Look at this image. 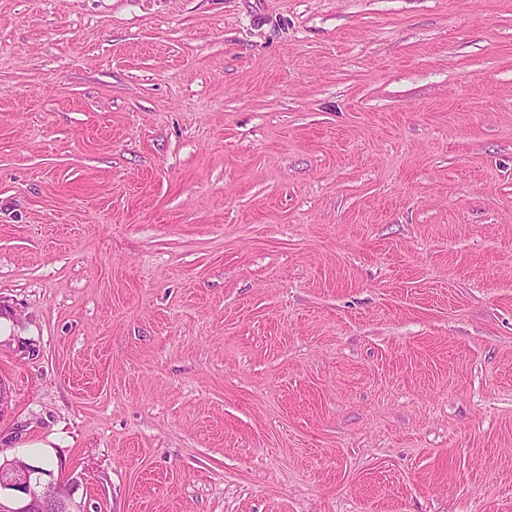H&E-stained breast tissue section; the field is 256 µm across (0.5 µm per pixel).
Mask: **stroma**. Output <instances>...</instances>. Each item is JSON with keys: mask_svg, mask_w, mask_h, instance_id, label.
Segmentation results:
<instances>
[{"mask_svg": "<svg viewBox=\"0 0 512 512\" xmlns=\"http://www.w3.org/2000/svg\"><path fill=\"white\" fill-rule=\"evenodd\" d=\"M0 386L79 512H512V0H0Z\"/></svg>", "mask_w": 512, "mask_h": 512, "instance_id": "1", "label": "stroma"}]
</instances>
